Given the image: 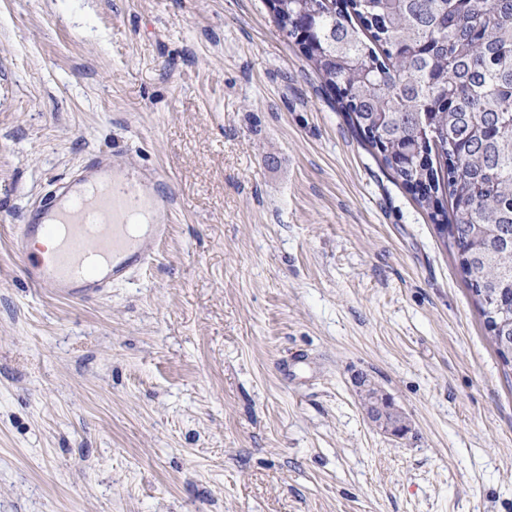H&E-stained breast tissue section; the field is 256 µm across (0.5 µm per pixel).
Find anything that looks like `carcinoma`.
Instances as JSON below:
<instances>
[{"label": "carcinoma", "instance_id": "1", "mask_svg": "<svg viewBox=\"0 0 512 512\" xmlns=\"http://www.w3.org/2000/svg\"><path fill=\"white\" fill-rule=\"evenodd\" d=\"M274 23L454 249L512 366V0H282Z\"/></svg>", "mask_w": 512, "mask_h": 512}]
</instances>
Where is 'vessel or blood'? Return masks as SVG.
<instances>
[{
    "instance_id": "1",
    "label": "vessel or blood",
    "mask_w": 512,
    "mask_h": 512,
    "mask_svg": "<svg viewBox=\"0 0 512 512\" xmlns=\"http://www.w3.org/2000/svg\"><path fill=\"white\" fill-rule=\"evenodd\" d=\"M172 202L157 172L115 154L100 156L83 174L57 181L18 226L27 280L60 298H99L153 259L168 233L159 218ZM40 236L54 241V248L31 253V242Z\"/></svg>"
}]
</instances>
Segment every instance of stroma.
Here are the masks:
<instances>
[{"instance_id": "stroma-1", "label": "stroma", "mask_w": 512, "mask_h": 512, "mask_svg": "<svg viewBox=\"0 0 512 512\" xmlns=\"http://www.w3.org/2000/svg\"><path fill=\"white\" fill-rule=\"evenodd\" d=\"M116 152L155 260L31 287L17 225ZM0 512H512V368L265 0H0ZM368 383H371V381L365 377L361 378L359 382L361 390H363L361 405L367 419L393 436L401 438L406 435L409 431V426L403 413L397 409L389 395L375 387L372 383L371 387H374L377 391L369 393L368 389L370 386H368ZM387 412L398 413L401 416L400 421L398 423L395 422L398 418L395 421L388 420L386 418Z\"/></svg>"}]
</instances>
